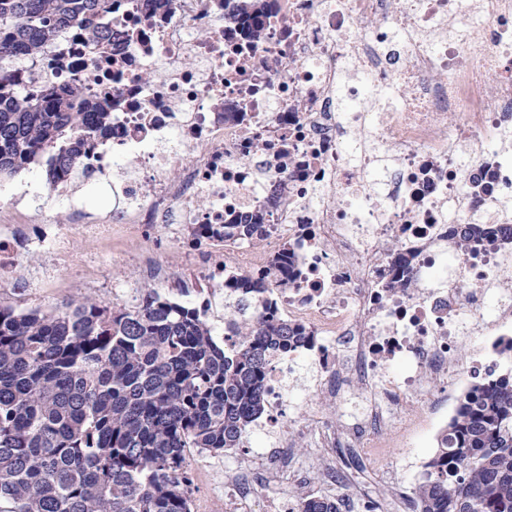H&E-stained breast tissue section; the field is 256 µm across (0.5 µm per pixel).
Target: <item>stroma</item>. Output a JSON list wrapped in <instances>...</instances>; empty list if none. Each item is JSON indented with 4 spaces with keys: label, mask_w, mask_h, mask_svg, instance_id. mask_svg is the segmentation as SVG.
Here are the masks:
<instances>
[{
    "label": "stroma",
    "mask_w": 512,
    "mask_h": 512,
    "mask_svg": "<svg viewBox=\"0 0 512 512\" xmlns=\"http://www.w3.org/2000/svg\"><path fill=\"white\" fill-rule=\"evenodd\" d=\"M125 198L111 187L94 178H76L64 192L46 205L48 215L56 220L76 223V209H83L95 218H108L113 211L124 207ZM40 261L24 260L15 287L0 288V302L21 309L52 310L62 301L91 296L114 306L131 307L151 291V284L140 277L138 262L113 265L101 258L92 286L71 288L46 287L33 290ZM297 386L288 391V411L281 428L271 434L252 432L244 447L234 450V458L245 461L244 469L228 474L224 471L227 456L222 453L191 452L187 464L194 478L192 487L193 512H225L224 491L232 484L246 487L259 503L262 512H276L282 498L296 499L324 484L326 471H334L336 483L333 495L344 500L348 512H363L360 497L352 495L349 475H357L366 487L377 512H392V487L401 484L415 488L423 466L437 448V434L410 431L405 427L424 405L423 398L409 400L403 407L401 426L388 429L383 446L388 455L373 462L357 448H317L306 431L309 422L323 421L326 427L344 431L364 412L367 400L360 389L350 386L341 392L338 401H321L308 396L303 387L309 384L313 372L302 366L296 371Z\"/></svg>",
    "instance_id": "1"
}]
</instances>
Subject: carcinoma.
<instances>
[{
  "mask_svg": "<svg viewBox=\"0 0 512 512\" xmlns=\"http://www.w3.org/2000/svg\"><path fill=\"white\" fill-rule=\"evenodd\" d=\"M111 0H0V59L30 58L60 31L88 45L111 34L94 18ZM0 176L48 155L51 186L110 134L112 103L78 86L36 96L3 90ZM262 211L224 234L262 237ZM234 317L221 346L198 305L151 291L131 309L89 297L59 311L0 303V512H192L191 448H238L268 405L270 364L305 334L265 307L248 277L231 283ZM414 512H512V374L473 384L414 491ZM328 496L297 512H342Z\"/></svg>",
  "mask_w": 512,
  "mask_h": 512,
  "instance_id": "carcinoma-1",
  "label": "carcinoma"
}]
</instances>
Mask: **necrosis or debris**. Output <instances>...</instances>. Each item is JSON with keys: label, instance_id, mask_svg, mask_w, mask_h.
Listing matches in <instances>:
<instances>
[{"label": "necrosis or debris", "instance_id": "necrosis-or-debris-1", "mask_svg": "<svg viewBox=\"0 0 512 512\" xmlns=\"http://www.w3.org/2000/svg\"><path fill=\"white\" fill-rule=\"evenodd\" d=\"M101 23L111 44L62 32L12 86L111 97L112 134L79 168L118 177L127 206L117 224L36 222L0 194L21 215L0 223V288L34 254L53 282H82L98 250L132 240L146 280L179 269L212 299L233 274L264 283L277 317L316 339L270 366L267 427L301 361L315 395H368L364 419L318 448L372 454L427 380L464 393L512 363V239L494 233L512 224V0H113ZM242 210L267 212L259 243L221 233ZM468 224L487 238L463 251Z\"/></svg>", "mask_w": 512, "mask_h": 512}]
</instances>
